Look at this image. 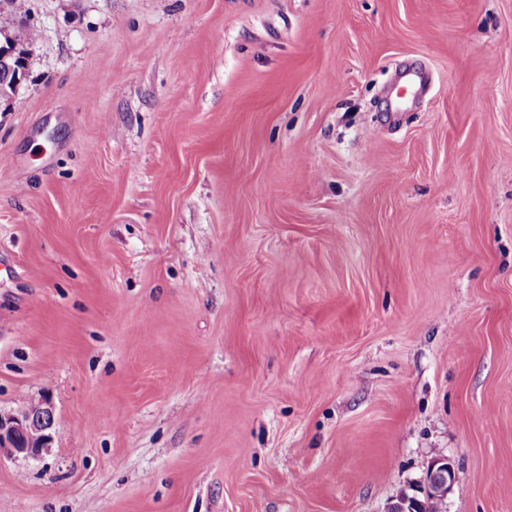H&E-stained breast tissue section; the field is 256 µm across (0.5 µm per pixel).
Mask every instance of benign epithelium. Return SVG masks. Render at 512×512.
I'll return each mask as SVG.
<instances>
[{
    "instance_id": "benign-epithelium-1",
    "label": "benign epithelium",
    "mask_w": 512,
    "mask_h": 512,
    "mask_svg": "<svg viewBox=\"0 0 512 512\" xmlns=\"http://www.w3.org/2000/svg\"><path fill=\"white\" fill-rule=\"evenodd\" d=\"M20 39L18 34L6 33L0 38V61L5 63L18 51ZM27 77L24 62H18L15 77L8 89H0V110H10L19 87ZM54 432V409L45 400L38 406H31L17 416L0 415V455L23 456L37 459L49 448ZM430 477L413 493L390 503L387 512H423L424 500L428 494L445 497L455 479L454 468L446 457L431 461L428 468Z\"/></svg>"
}]
</instances>
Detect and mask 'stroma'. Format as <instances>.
Instances as JSON below:
<instances>
[{"mask_svg":"<svg viewBox=\"0 0 512 512\" xmlns=\"http://www.w3.org/2000/svg\"><path fill=\"white\" fill-rule=\"evenodd\" d=\"M28 7L0 512H512V0ZM54 424V409L47 400L18 416L0 415V457L39 458L53 439ZM428 472L430 478H426L422 485L413 489L412 494L391 502L387 512H421L424 510V500L428 497L430 503L427 512H446L445 499H434V496H428V493L441 497L447 496L455 479L453 465L447 457L434 458L430 463Z\"/></svg>","mask_w":512,"mask_h":512,"instance_id":"obj_1","label":"stroma"}]
</instances>
